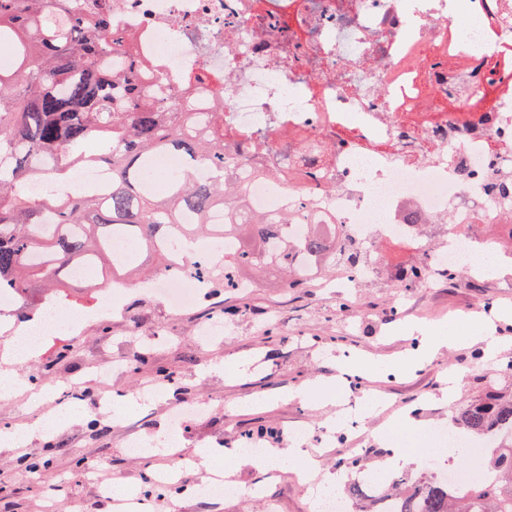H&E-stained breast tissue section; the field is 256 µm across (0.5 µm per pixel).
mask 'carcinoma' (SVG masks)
<instances>
[{
    "instance_id": "carcinoma-1",
    "label": "carcinoma",
    "mask_w": 512,
    "mask_h": 512,
    "mask_svg": "<svg viewBox=\"0 0 512 512\" xmlns=\"http://www.w3.org/2000/svg\"><path fill=\"white\" fill-rule=\"evenodd\" d=\"M101 0L93 11L81 0H0V46H10L14 71L0 72V289L9 288L23 319L49 298L73 286L68 268L81 263L100 288L107 265L128 272L135 262L116 256L136 243L155 263L153 273L168 268L167 248L212 233L235 243L224 267L196 268L214 288H236L242 279L267 272L286 276L289 288L311 280L300 275L304 258L328 272L341 267L349 275L364 267L369 255L347 239L336 247V225H311L303 239L286 236L294 219L287 211L268 217L251 211L232 152L224 142V113L211 112L197 124L193 103L208 94L194 84L184 101L161 96L148 71L157 62L139 58L134 39L112 41V6ZM98 140L103 148L86 155L80 142ZM325 148L303 145L307 166L322 163ZM175 154L184 166L162 176L153 171L155 157ZM95 164L108 169V186L65 192L73 169ZM199 165L213 176L195 177ZM54 187L40 197L29 195L31 180ZM497 193L512 221V169L499 173ZM224 210L222 224L209 223L210 212ZM452 423L465 436L507 434L485 449L480 470L455 489L431 476L403 486L379 483L375 490L360 482L345 485L352 505L370 512H512V393L496 390L456 409Z\"/></svg>"
}]
</instances>
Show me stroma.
<instances>
[{
	"label": "stroma",
	"mask_w": 512,
	"mask_h": 512,
	"mask_svg": "<svg viewBox=\"0 0 512 512\" xmlns=\"http://www.w3.org/2000/svg\"><path fill=\"white\" fill-rule=\"evenodd\" d=\"M375 275L350 288L335 291L327 277L305 288L284 287L273 276L260 287L237 295L220 288L204 289L198 303L180 312L137 290L135 278L124 279L127 289L118 308L107 317L96 313V293L76 286L70 299L87 314L83 328L73 334L49 337L28 363H13L19 383L0 396V429L26 426L22 444L0 442V512H39L42 498L58 491L57 512H112L96 494V475L118 477L135 494L144 493L146 479L173 469L167 448L144 458L129 455L124 443L134 434L155 442L165 437L172 404L210 401L211 411L187 421L182 447L240 448L246 433L264 427L277 430L265 448H290L288 432L307 428L300 444L322 452V462L336 470L353 452L366 454L370 469H378L396 445L412 453L430 454V431L447 424L454 405L438 394L449 376L461 385L457 404H467L492 388L512 389V256L483 282L467 276L455 283L435 279L428 288L399 287L395 272L413 262L408 246L383 243L372 251ZM466 312L485 316L472 333L501 337L503 345L491 361L475 360L474 348L463 346L438 354L420 369L401 372L399 355L416 344L404 328L412 322L448 325ZM218 318L221 338L202 345L196 340L200 322ZM146 353L139 373L113 379L122 411L100 406L98 390L88 376L99 368ZM365 355L378 371L371 381L336 380L345 359ZM167 368L162 397L146 402L141 386L156 368ZM80 382L71 397V418L51 434L38 428L57 390ZM372 402L362 426L335 433L329 425L344 402ZM410 414L413 426L398 425ZM47 456L49 467L23 474L22 458ZM241 494L221 500L180 498V512H265L263 502L276 500L279 512H313L309 489L294 475L270 472L265 462L236 475ZM261 486L257 498L245 496Z\"/></svg>",
	"instance_id": "obj_1"
}]
</instances>
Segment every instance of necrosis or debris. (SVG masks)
Here are the masks:
<instances>
[{"label": "necrosis or debris", "instance_id": "4bbe7bcc", "mask_svg": "<svg viewBox=\"0 0 512 512\" xmlns=\"http://www.w3.org/2000/svg\"><path fill=\"white\" fill-rule=\"evenodd\" d=\"M472 25L454 27V0H120L113 33L134 37L144 57L162 65L169 98H182L188 75L231 80L228 93L201 99L224 115V138L239 145L254 210L290 208L301 217L288 235L302 239L309 219L341 236L409 245L424 270L417 287L449 267L480 269L501 255L512 225L503 223L494 188L512 162V24L496 0H468ZM323 141L331 156L320 172L272 181L259 167H291L287 137L270 136L262 152L239 138L269 127ZM473 180L460 184L455 160ZM445 219V240L425 242L405 208ZM176 250L169 270L140 288L170 310L191 307L203 288ZM85 313L59 301L47 319L14 340L18 356L44 337L81 329ZM210 403L173 406L167 436L178 469L158 475L179 483L196 459L181 449L187 414Z\"/></svg>", "mask_w": 512, "mask_h": 512}]
</instances>
